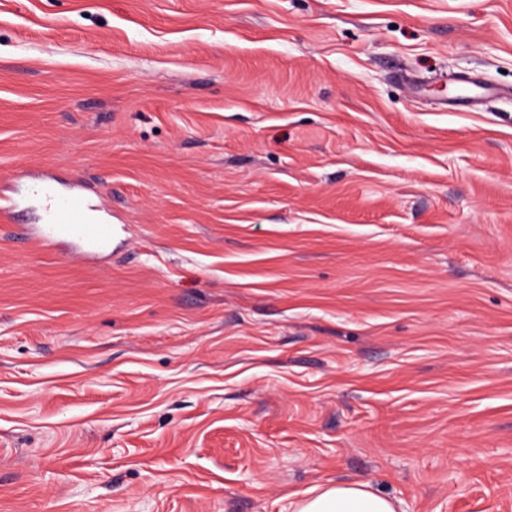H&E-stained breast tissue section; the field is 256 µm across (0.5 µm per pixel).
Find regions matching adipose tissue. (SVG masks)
Listing matches in <instances>:
<instances>
[{
    "mask_svg": "<svg viewBox=\"0 0 512 512\" xmlns=\"http://www.w3.org/2000/svg\"><path fill=\"white\" fill-rule=\"evenodd\" d=\"M295 512H397L389 498L358 482H339L309 490L294 503Z\"/></svg>",
    "mask_w": 512,
    "mask_h": 512,
    "instance_id": "1",
    "label": "adipose tissue"
}]
</instances>
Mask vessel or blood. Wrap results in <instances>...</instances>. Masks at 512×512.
I'll return each mask as SVG.
<instances>
[{
    "instance_id": "obj_1",
    "label": "vessel or blood",
    "mask_w": 512,
    "mask_h": 512,
    "mask_svg": "<svg viewBox=\"0 0 512 512\" xmlns=\"http://www.w3.org/2000/svg\"><path fill=\"white\" fill-rule=\"evenodd\" d=\"M27 191L43 203V224L38 234L43 244L68 238L78 246L98 251L107 246L113 227L100 218L88 188L74 185L62 191L50 176L43 175L35 178Z\"/></svg>"
}]
</instances>
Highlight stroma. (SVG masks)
<instances>
[{
    "label": "stroma",
    "mask_w": 512,
    "mask_h": 512,
    "mask_svg": "<svg viewBox=\"0 0 512 512\" xmlns=\"http://www.w3.org/2000/svg\"><path fill=\"white\" fill-rule=\"evenodd\" d=\"M41 171L117 231L0 234V512H512V0H0ZM294 512H396L389 498L358 482H338L313 488L294 502Z\"/></svg>",
    "instance_id": "obj_1"
}]
</instances>
